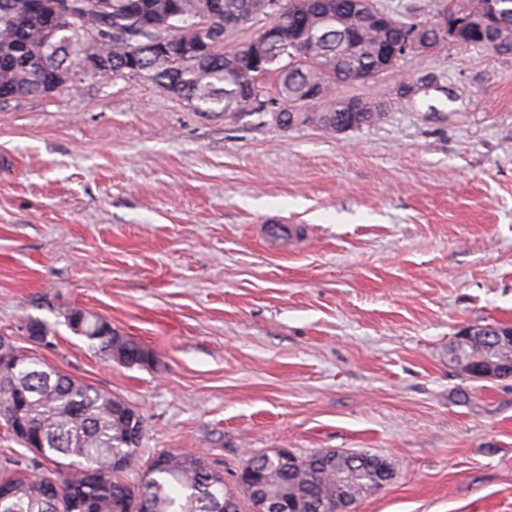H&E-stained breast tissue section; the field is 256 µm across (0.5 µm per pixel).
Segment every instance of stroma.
<instances>
[{
	"label": "stroma",
	"mask_w": 512,
	"mask_h": 512,
	"mask_svg": "<svg viewBox=\"0 0 512 512\" xmlns=\"http://www.w3.org/2000/svg\"><path fill=\"white\" fill-rule=\"evenodd\" d=\"M337 92L386 115L284 129L90 72L0 103V336L139 411L129 481L163 450L229 484L254 454L367 452L395 477L354 512H512V377L449 354L512 325V54L449 45ZM73 308L151 364L89 351Z\"/></svg>",
	"instance_id": "obj_1"
}]
</instances>
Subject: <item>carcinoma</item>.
Instances as JSON below:
<instances>
[{
  "label": "carcinoma",
  "mask_w": 512,
  "mask_h": 512,
  "mask_svg": "<svg viewBox=\"0 0 512 512\" xmlns=\"http://www.w3.org/2000/svg\"><path fill=\"white\" fill-rule=\"evenodd\" d=\"M62 0H0V102L40 97L68 82L73 60L64 49L45 54L46 20ZM224 9L241 18V26L227 29L215 21L196 28L191 21L208 15L213 0H97L94 24L112 31V40L90 38L87 50L111 60L112 77L146 78L161 92L184 100L199 112H249V96L277 102L283 120L293 128L315 124L328 133L341 132L344 120L370 125L384 118L381 102L365 100L364 112H348L336 94L342 78L379 68L374 47L378 40H396L419 21L390 16L394 25L380 29L374 0H359L358 13L346 21L336 11L318 9L309 0H285L288 9L274 17L278 41L265 40V23L273 0H223ZM302 13L309 58H292L295 15ZM361 29L360 41L348 35ZM254 33L237 47L224 42L244 30ZM275 77L276 96L264 90V79ZM116 331L104 317L91 314L81 336L89 347L107 353ZM512 350L508 344H458L454 363L499 359ZM125 366L142 367L151 354L132 340ZM25 397L30 434L38 448L36 466L56 464L57 470L29 479L22 470L0 469V488L13 495L0 500V512H71L75 495L95 506L96 512H136L132 494L147 497L151 512H224L228 489L224 476L199 456L164 452L149 464L138 483L112 470V462L135 464L143 437L140 413L124 399L74 379L36 357L26 356L14 368L0 367V419H8L15 391ZM251 470L245 492L282 506L281 512H307L311 494L328 510L345 501L352 505L380 489L387 461L369 453H318L284 465L273 454L247 460Z\"/></svg>",
  "instance_id": "carcinoma-1"
}]
</instances>
